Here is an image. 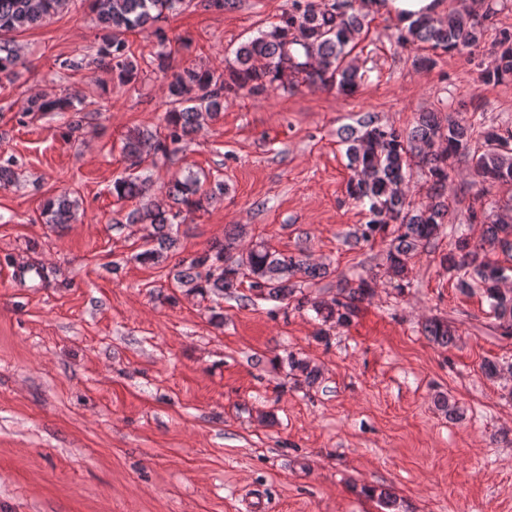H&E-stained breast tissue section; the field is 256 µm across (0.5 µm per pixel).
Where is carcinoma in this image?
<instances>
[{"label": "carcinoma", "mask_w": 512, "mask_h": 512, "mask_svg": "<svg viewBox=\"0 0 512 512\" xmlns=\"http://www.w3.org/2000/svg\"><path fill=\"white\" fill-rule=\"evenodd\" d=\"M62 0H0V78H9L21 64L15 36L43 23L61 6ZM186 0H89L104 34L89 51L66 58L59 67L76 72L94 59L106 65L119 81L130 84L140 73L139 63L128 54L125 34L148 32L160 42L167 40L157 23L173 13ZM365 0H289L288 10L279 21L257 36L241 43L234 51V61L225 70L184 67L173 72L166 83L171 109L166 116L167 133L130 132L123 146L130 173L116 179L112 193L120 199H139L141 204L125 215L128 224L148 222L154 226L153 247L139 254L143 261L158 262L175 247L170 226L181 215L182 205L188 212L209 206L222 184L205 189L197 175L188 172L175 180L165 197L151 196L147 177L134 173L146 156L170 157L176 146L198 131L201 122L212 118L224 104L228 94L245 93L261 96L271 90L309 87L334 88L351 94L357 87V69L347 61L362 33L367 14ZM504 6V0H491L485 13L477 17L464 9H453L442 17H421L398 30L400 46L428 44L445 53H473L484 37L486 24ZM487 82L512 80V32L499 31L491 62L481 71ZM78 94L59 97L31 96L21 109L22 116L35 118L49 112L68 115L67 135L76 136L84 128L86 116ZM474 125L462 119H441L435 112H422L407 133L385 127L376 117L366 113L342 129L341 139L347 145L346 155L352 175L347 184L349 198L366 208L370 219L361 239L377 233L391 232L387 254L389 270L403 288L408 260L436 238L455 208L446 194L448 179L456 162L464 157L471 161L475 175L483 182L512 183V126H490L482 132V151L471 150ZM423 170L428 178L427 201L417 204L409 195L408 183L412 167ZM77 202L62 194L48 201L42 210L44 223L68 224ZM504 215L493 216L469 207L463 214L465 223L485 225L481 241L471 243L465 234L454 241L440 264L456 280L462 291L481 287L489 300L490 314L499 321L503 335L512 334V291L499 287L505 268L491 260L489 253L498 247L512 249V198L504 201ZM236 234L229 241L212 247L200 255L179 262L177 283L190 292L218 295L231 294L250 278V288L268 301L284 303L295 297L293 278L299 272L316 279L329 271L324 266L310 265L303 256L284 255L263 243L237 257L231 255ZM338 297L332 304L308 303L297 299L296 308L311 305L327 323L346 325L358 311L359 304L370 294L371 286L361 278L354 284L341 279L336 284ZM424 332L435 343L449 346L455 342L456 330L441 321H431ZM291 370H297L313 385L319 378L316 367L291 355Z\"/></svg>", "instance_id": "carcinoma-1"}]
</instances>
